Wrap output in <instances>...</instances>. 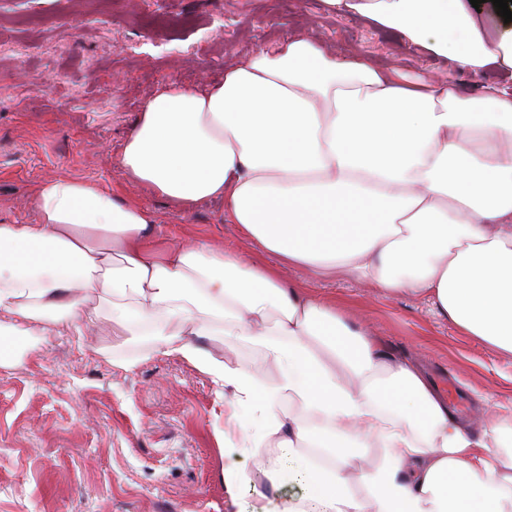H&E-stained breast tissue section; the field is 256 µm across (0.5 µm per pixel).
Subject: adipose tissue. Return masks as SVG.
Returning <instances> with one entry per match:
<instances>
[{
	"label": "adipose tissue",
	"instance_id": "adipose-tissue-1",
	"mask_svg": "<svg viewBox=\"0 0 512 512\" xmlns=\"http://www.w3.org/2000/svg\"><path fill=\"white\" fill-rule=\"evenodd\" d=\"M400 32L463 68L512 73V29L469 0H323ZM124 177L176 207L223 199L224 221L269 255L258 264L207 242L159 248L149 214L109 188L43 181L38 220L0 224V357L17 337L41 351L44 322L109 307L134 356L177 357L224 400L230 505L296 465L307 490L286 512H512V399L487 404L480 433L425 371L367 324L288 279L289 267L420 296L465 335L512 355V92L462 95L342 60L295 35L254 51L202 89L172 81L144 104L122 145ZM233 338L275 378L218 360ZM376 440L379 463L355 472Z\"/></svg>",
	"mask_w": 512,
	"mask_h": 512
}]
</instances>
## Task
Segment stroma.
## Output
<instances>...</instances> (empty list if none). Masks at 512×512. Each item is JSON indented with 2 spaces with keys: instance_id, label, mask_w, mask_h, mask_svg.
I'll use <instances>...</instances> for the list:
<instances>
[{
  "instance_id": "stroma-1",
  "label": "stroma",
  "mask_w": 512,
  "mask_h": 512,
  "mask_svg": "<svg viewBox=\"0 0 512 512\" xmlns=\"http://www.w3.org/2000/svg\"><path fill=\"white\" fill-rule=\"evenodd\" d=\"M294 33L340 58L452 79L466 96L512 83L404 48L395 31L328 13L322 0H0V222L36 223L40 183L82 179L146 210L167 245L208 241L269 262L224 223L223 201L179 210L125 179L117 156L161 85L207 87ZM287 276L417 360L446 399H460L469 425L486 395L512 397V355L460 333L423 299L303 267ZM94 317V331L51 325L41 352L18 348L0 362V512H226L216 386L175 357L113 365L111 314Z\"/></svg>"
}]
</instances>
